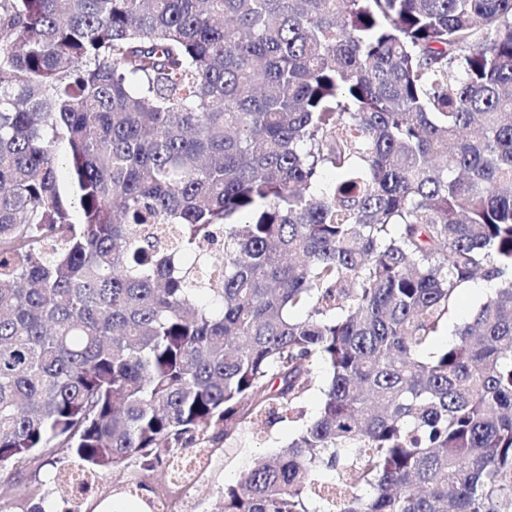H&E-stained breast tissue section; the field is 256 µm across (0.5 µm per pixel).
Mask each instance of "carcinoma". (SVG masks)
Masks as SVG:
<instances>
[{
    "instance_id": "obj_1",
    "label": "carcinoma",
    "mask_w": 512,
    "mask_h": 512,
    "mask_svg": "<svg viewBox=\"0 0 512 512\" xmlns=\"http://www.w3.org/2000/svg\"><path fill=\"white\" fill-rule=\"evenodd\" d=\"M318 366L219 512H512V0H0V485L171 501ZM491 292L472 293L468 288L462 289L448 325L434 338L427 353L433 352L435 349L452 342L455 339L454 331L456 327L467 322Z\"/></svg>"
}]
</instances>
